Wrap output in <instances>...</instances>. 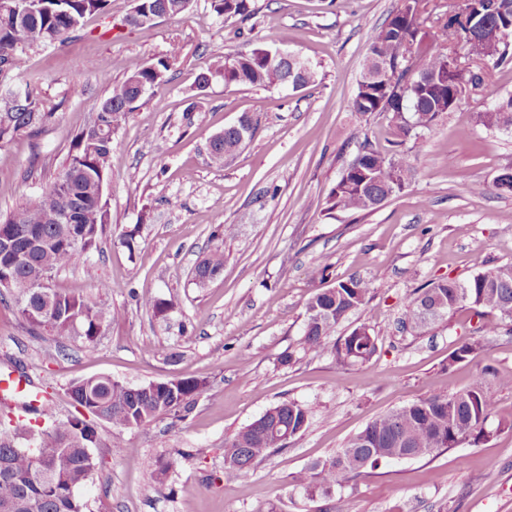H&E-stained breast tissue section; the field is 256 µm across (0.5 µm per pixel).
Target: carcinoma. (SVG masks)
<instances>
[{
	"label": "carcinoma",
	"mask_w": 512,
	"mask_h": 512,
	"mask_svg": "<svg viewBox=\"0 0 512 512\" xmlns=\"http://www.w3.org/2000/svg\"><path fill=\"white\" fill-rule=\"evenodd\" d=\"M251 0H218L217 11L239 17L245 23L254 12ZM419 0L401 6L376 28L368 41L365 69L388 67L390 78L360 82L352 102L359 117L369 112H386L396 145L384 153L365 141L348 163L329 195L331 208L361 212L373 210L402 190L413 170L412 151L402 148L409 139H420L449 112L450 87L445 85L448 55L455 53L461 64L474 60L496 64L512 60V29L509 41L493 49L466 29H451L440 23L432 34V45L419 37ZM191 0H135L123 24H148L144 17L161 11L168 17L185 13ZM112 0H45V5L8 20H0V73L20 71L22 49L43 43L63 44L78 30L88 15L107 14ZM180 53L145 64L123 81L112 85L111 94L97 107L93 120L72 140L69 157L53 180L41 192L6 215L0 214V237L11 242L10 250L0 248V282L10 284L18 311L34 333L74 336L88 350L94 347L104 327L119 317L117 311L81 295L42 287L52 274L87 258L98 249L112 223L108 203L101 194L108 180L112 133L143 98L141 89L154 90L167 82V72ZM220 74L226 85L279 87L286 83L298 90L315 81L314 69L300 57L275 59L265 47L248 54H226L199 81ZM55 113L46 110L31 93L9 94L0 101V147L23 134L49 125ZM474 122L487 130L512 132V94L496 100L474 115ZM254 123L243 115L237 127L224 128V136L212 140L211 162L224 165V157L237 151L252 136ZM224 269V252L210 250L196 265V284L203 286ZM367 283L351 278L332 288L317 289L306 308L303 338L299 350L305 355L332 356L343 365H365L377 352V336L367 324L331 340L336 327L366 302ZM469 307L475 315H493L480 331L498 334L512 323V262L478 272L465 282L444 280L417 292L411 298L401 328L421 336L456 310ZM207 391L197 378L167 381L150 391L135 388L109 376L73 381L66 394L77 412L64 419L56 416L53 400L41 396L48 408L43 412L25 403L13 413L7 397L0 398V457L12 464L11 474L0 475V506H18L16 512H84L77 491L97 467L87 450L98 446L96 421H105L118 431L146 425L158 418H185ZM496 407L493 391L482 379L460 390L432 394L390 410L369 422L343 448L325 460H317L293 477L294 486L307 497L329 498L350 476L375 468L383 462L427 459L442 448L465 441L478 443L501 431L493 426ZM310 423L309 409L296 401H284L268 409L234 436L224 441V479L234 481L260 464L274 450L303 433ZM185 453L178 452L158 461L151 479L163 483L176 471Z\"/></svg>",
	"instance_id": "obj_1"
}]
</instances>
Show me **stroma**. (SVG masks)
I'll use <instances>...</instances> for the list:
<instances>
[{
  "instance_id": "obj_1",
  "label": "stroma",
  "mask_w": 512,
  "mask_h": 512,
  "mask_svg": "<svg viewBox=\"0 0 512 512\" xmlns=\"http://www.w3.org/2000/svg\"><path fill=\"white\" fill-rule=\"evenodd\" d=\"M401 0H252L250 33L194 0L176 17L128 27L132 0H112L106 15L87 17L72 41L34 44L22 71L0 76V89L32 90L55 118L34 135L0 148V212L45 188L71 141L113 83L179 46L166 84L147 93L112 134L104 196L112 213L99 251L56 273L52 288L87 297L97 282L106 305L123 311L93 351L71 336L31 333L10 300L0 301V376L27 372L33 390L53 396L58 416L72 410V381L105 375L130 386L195 377L208 382L186 420L164 417L124 431L112 453L111 424L98 426V468L78 491L87 512H512V389L496 391L506 428L425 460L367 468L327 499H308L293 475L325 459L374 418L418 398L463 389L477 377L512 373V332L477 333L464 308L427 335L397 324L418 289L512 261V193L493 181L512 167V134L476 126L474 115L512 93V62L486 68L480 92L466 96L426 132L402 191L371 212L330 209L329 194L362 141L393 148L387 113L351 110L367 42ZM278 40L307 60L314 83L293 91L225 85L197 77L228 52ZM256 131L223 166L208 158L210 140L241 115ZM484 193H474V186ZM137 229L133 247L126 231ZM224 270L205 287L195 264L213 248ZM358 277L361 306L337 335L366 323L378 338L367 365L328 356L278 358L299 349L309 298L317 288ZM168 305L158 315L139 297ZM478 355L453 363L461 343ZM165 351H158V344ZM175 352L169 360L167 352ZM312 412L309 427L286 449L238 479H224V440L277 403ZM185 452L163 484L150 479L157 460Z\"/></svg>"
}]
</instances>
